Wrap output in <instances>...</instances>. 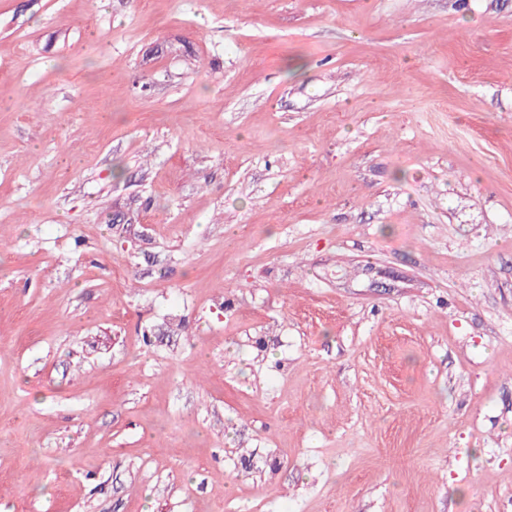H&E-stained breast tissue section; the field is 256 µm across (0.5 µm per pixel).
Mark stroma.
<instances>
[{"label":"stroma","instance_id":"35a3bbf8","mask_svg":"<svg viewBox=\"0 0 512 512\" xmlns=\"http://www.w3.org/2000/svg\"><path fill=\"white\" fill-rule=\"evenodd\" d=\"M0 512H512V0H0Z\"/></svg>","mask_w":512,"mask_h":512}]
</instances>
